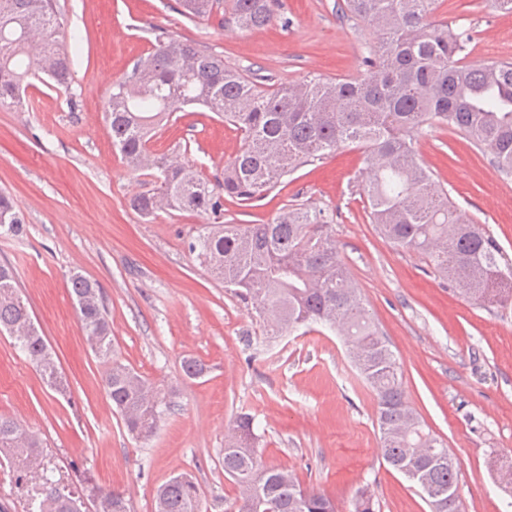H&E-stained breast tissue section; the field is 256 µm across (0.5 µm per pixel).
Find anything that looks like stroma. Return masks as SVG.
I'll list each match as a JSON object with an SVG mask.
<instances>
[{"label":"stroma","mask_w":512,"mask_h":512,"mask_svg":"<svg viewBox=\"0 0 512 512\" xmlns=\"http://www.w3.org/2000/svg\"><path fill=\"white\" fill-rule=\"evenodd\" d=\"M339 0H274L275 22L244 32L185 18L178 0H58L72 49L63 93L42 81L23 111L0 109V190L23 216L22 236L0 235V262L55 354L66 395L51 390L13 338L0 334V414L40 434L71 479L125 491L131 512H152L157 487L183 472L204 512H235L239 488L224 474V434L253 416L263 466L293 470L305 486L350 512L370 486L378 512H430L414 483L383 460L374 398L336 334L316 327L267 339L259 317L199 266L186 246L207 215L166 211L141 220L129 201L149 192L107 134L113 84L155 43V29L200 43L243 74L269 84L308 77L364 79L361 60L378 33L338 10ZM429 18L468 30L466 62L512 61V12L495 0H431ZM242 145L239 131L187 107L158 127L150 146L175 153L208 180L222 178ZM417 156L457 208L485 225L512 262V178L463 134L423 125ZM358 151L344 147L297 168L261 199L224 202V223L260 224L305 204L324 211L342 261L400 365L406 398L458 465L459 512H512L497 473L512 465V304H477L436 276L425 257L393 247L371 224L359 187ZM96 281L115 357L178 405L147 442L114 412L106 366L90 350L67 288ZM206 366L197 379L182 362Z\"/></svg>","instance_id":"obj_1"}]
</instances>
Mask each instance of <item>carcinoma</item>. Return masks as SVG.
Segmentation results:
<instances>
[{
    "instance_id": "obj_1",
    "label": "carcinoma",
    "mask_w": 512,
    "mask_h": 512,
    "mask_svg": "<svg viewBox=\"0 0 512 512\" xmlns=\"http://www.w3.org/2000/svg\"><path fill=\"white\" fill-rule=\"evenodd\" d=\"M190 20L223 21L251 31L274 21L272 0H179ZM340 9L381 31L364 64L369 79L312 78L296 86H268L224 64L191 40L156 36L153 51L112 87L105 113L112 146L127 166L146 171L152 192L136 196L132 208L147 221L169 210L211 216L214 223L188 242L199 264L234 289L263 316L275 338L320 324L343 336L352 365L376 399L383 455L397 472L420 471L430 487L445 493L425 497L430 512H459L457 463L443 441L425 430L405 398L402 374L384 334L346 276L329 224L321 211L301 205L266 224L225 225L224 199H259L300 166L345 145L361 150L370 170L362 184L368 217L393 246L424 255L433 269L458 284L478 303L512 299L490 288L501 266L496 239L469 223L437 189L418 160L412 133L425 123L446 124L490 155L496 169L512 177V62L485 66L458 58L464 31L428 20V0H343ZM41 39L38 72L68 89L70 44L57 0H0V108L25 109L23 84L32 75L29 43ZM200 105L232 123L244 144L216 183L192 165L149 151V135L186 106ZM0 231L24 233V220L0 192ZM69 293L88 344L107 364L104 377L112 406L128 434L148 441L175 406L171 391L155 389L133 368L114 359L112 327L98 283L76 273ZM12 336L42 379L61 395L62 381L44 336L18 292L12 266L0 265V331ZM0 415V454L27 485L26 512H82L99 499L106 512H129L124 494L86 476L72 482L53 466L42 441ZM253 417L243 414L224 440V474L240 489L237 512H336L333 498L304 486L292 471L263 468L257 455ZM153 512H202L195 479L176 476L159 486ZM351 512H376L369 486L359 488Z\"/></svg>"
}]
</instances>
